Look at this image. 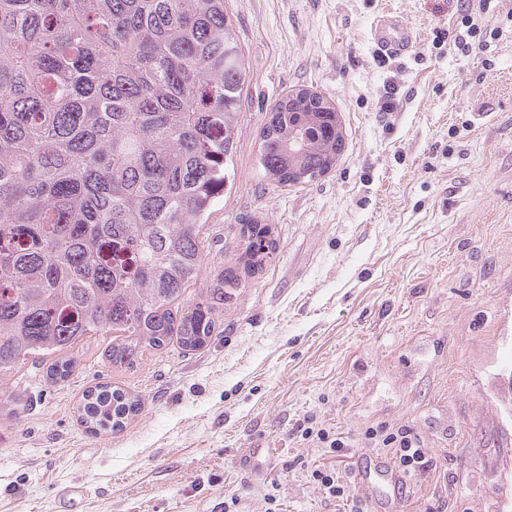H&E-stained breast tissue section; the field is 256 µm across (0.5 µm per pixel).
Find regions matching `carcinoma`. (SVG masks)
Wrapping results in <instances>:
<instances>
[{
    "mask_svg": "<svg viewBox=\"0 0 512 512\" xmlns=\"http://www.w3.org/2000/svg\"><path fill=\"white\" fill-rule=\"evenodd\" d=\"M225 0H0V384L29 369L67 380L66 354L111 335L106 359L203 347L213 312L275 251L241 229L238 264L206 299L179 305L210 252L201 230L224 198L247 72ZM260 142L275 187L336 165L335 105L299 89ZM139 409L120 388L86 390L88 431Z\"/></svg>",
    "mask_w": 512,
    "mask_h": 512,
    "instance_id": "1",
    "label": "carcinoma"
}]
</instances>
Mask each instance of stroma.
Wrapping results in <instances>:
<instances>
[{
    "instance_id": "stroma-1",
    "label": "stroma",
    "mask_w": 512,
    "mask_h": 512,
    "mask_svg": "<svg viewBox=\"0 0 512 512\" xmlns=\"http://www.w3.org/2000/svg\"><path fill=\"white\" fill-rule=\"evenodd\" d=\"M247 79L234 178L205 229L193 306L234 265L245 224L276 250L215 312L206 346L110 365L106 336L68 353L67 381L30 376L0 409V512H379L356 458L391 462L368 429L408 427L430 462L392 512H512V0H226ZM385 13L412 43L383 56ZM473 27L483 49H448ZM342 115L345 148L312 183L267 185L260 132L286 92ZM399 104L386 112L389 91ZM108 382L142 400L118 432L78 420ZM342 437L327 451L304 428ZM262 456H253V449ZM339 470L329 496L315 469ZM311 477L315 482L320 484L325 493L334 498L343 497L346 494L347 483H344L339 473L332 470L322 471L315 469L311 473ZM86 495L87 489L83 486L64 487L58 495L57 512L75 511Z\"/></svg>"
}]
</instances>
